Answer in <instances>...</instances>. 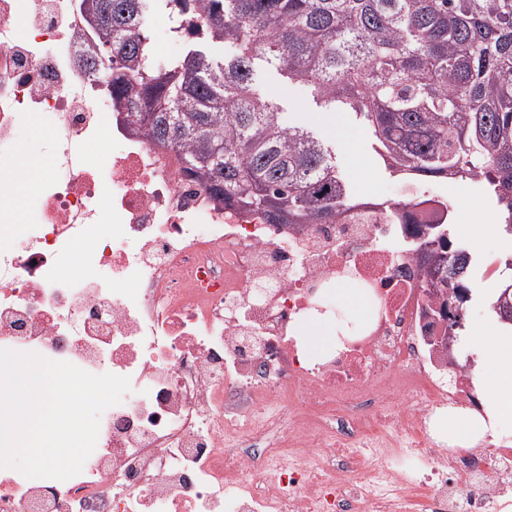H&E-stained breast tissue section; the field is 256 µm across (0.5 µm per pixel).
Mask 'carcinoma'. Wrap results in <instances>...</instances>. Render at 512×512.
<instances>
[{
  "label": "carcinoma",
  "mask_w": 512,
  "mask_h": 512,
  "mask_svg": "<svg viewBox=\"0 0 512 512\" xmlns=\"http://www.w3.org/2000/svg\"><path fill=\"white\" fill-rule=\"evenodd\" d=\"M161 0H79L106 21L83 60L111 77L136 134L166 145L224 209L270 224H366L373 211L341 178L328 145L282 122L253 89L256 66L353 112L394 175L417 186L479 183L512 237V0H166L195 37L155 56L143 21ZM233 53L224 57V45ZM415 204L379 209L408 224ZM428 255L424 287L465 299L472 256L448 225L409 234Z\"/></svg>",
  "instance_id": "cac0c4a2"
}]
</instances>
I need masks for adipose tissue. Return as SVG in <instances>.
Instances as JSON below:
<instances>
[{
  "mask_svg": "<svg viewBox=\"0 0 512 512\" xmlns=\"http://www.w3.org/2000/svg\"><path fill=\"white\" fill-rule=\"evenodd\" d=\"M336 302L342 320L319 315L301 324L299 339L304 349L339 344V332L345 324L360 327L373 312L358 289L344 284L336 289ZM460 344L476 358L473 382L485 399L478 410L451 407L435 412L430 431L439 443L471 448L512 424V329L499 323H483L475 326L471 335L461 338Z\"/></svg>",
  "mask_w": 512,
  "mask_h": 512,
  "instance_id": "ef3b65f1",
  "label": "adipose tissue"
}]
</instances>
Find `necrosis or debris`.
I'll use <instances>...</instances> for the list:
<instances>
[{"instance_id": "obj_1", "label": "necrosis or debris", "mask_w": 512, "mask_h": 512, "mask_svg": "<svg viewBox=\"0 0 512 512\" xmlns=\"http://www.w3.org/2000/svg\"><path fill=\"white\" fill-rule=\"evenodd\" d=\"M95 43L77 0H0V348L132 390L78 475L0 469V512H485L512 448L458 454L429 434L427 405L478 398L467 373H442L447 324L402 225L225 211L175 151L131 132L82 65ZM32 115L55 172L17 242L14 148ZM81 242L85 269L67 274ZM340 283L374 316L307 357L298 329L334 311ZM265 434L257 464L244 449Z\"/></svg>"}]
</instances>
